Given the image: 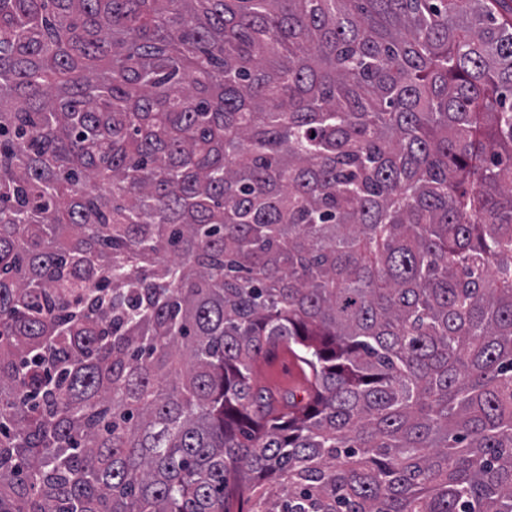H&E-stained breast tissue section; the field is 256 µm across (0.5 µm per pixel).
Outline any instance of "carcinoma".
<instances>
[{"label": "carcinoma", "instance_id": "1", "mask_svg": "<svg viewBox=\"0 0 512 512\" xmlns=\"http://www.w3.org/2000/svg\"><path fill=\"white\" fill-rule=\"evenodd\" d=\"M0 512H512V0H0Z\"/></svg>", "mask_w": 512, "mask_h": 512}]
</instances>
